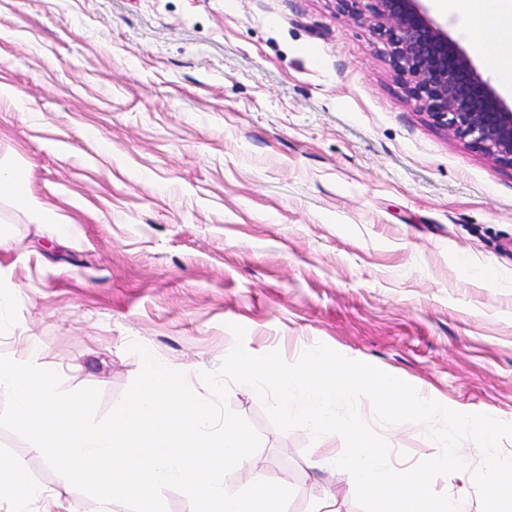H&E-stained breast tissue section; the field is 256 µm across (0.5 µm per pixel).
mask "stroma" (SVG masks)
I'll return each instance as SVG.
<instances>
[{
  "instance_id": "stroma-1",
  "label": "stroma",
  "mask_w": 512,
  "mask_h": 512,
  "mask_svg": "<svg viewBox=\"0 0 512 512\" xmlns=\"http://www.w3.org/2000/svg\"><path fill=\"white\" fill-rule=\"evenodd\" d=\"M362 0H0V159L66 232L0 197V352L37 345L99 414L141 370L217 369L244 347L289 363L323 343L419 396L512 422V169L433 122L407 96ZM488 267L496 279L473 271ZM229 408L259 433L288 512L351 474L313 461L304 429L260 399ZM359 412L403 471L435 457L426 426ZM435 493L482 512L471 470ZM74 506L68 484L14 432L0 455Z\"/></svg>"
}]
</instances>
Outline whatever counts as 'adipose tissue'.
Segmentation results:
<instances>
[{"label":"adipose tissue","mask_w":512,"mask_h":512,"mask_svg":"<svg viewBox=\"0 0 512 512\" xmlns=\"http://www.w3.org/2000/svg\"><path fill=\"white\" fill-rule=\"evenodd\" d=\"M451 14H462L470 30L474 50L493 77L512 90V22H506V0H438ZM25 169L0 165V196L9 194L41 224L52 223L50 212L27 190ZM75 512L58 495L39 489L24 461L0 457V512Z\"/></svg>","instance_id":"1"}]
</instances>
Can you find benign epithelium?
Returning <instances> with one entry per match:
<instances>
[{
	"instance_id": "7a95c632",
	"label": "benign epithelium",
	"mask_w": 512,
	"mask_h": 512,
	"mask_svg": "<svg viewBox=\"0 0 512 512\" xmlns=\"http://www.w3.org/2000/svg\"><path fill=\"white\" fill-rule=\"evenodd\" d=\"M424 0H366L365 20L385 37L417 107L454 136L512 168V106L428 14Z\"/></svg>"
}]
</instances>
